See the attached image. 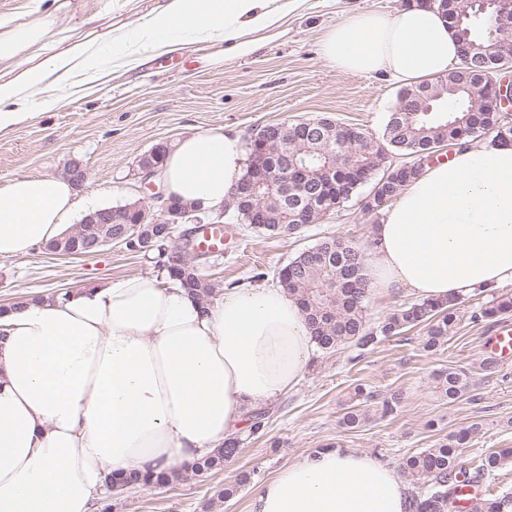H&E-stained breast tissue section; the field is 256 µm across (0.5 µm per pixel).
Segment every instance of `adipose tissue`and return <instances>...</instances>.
<instances>
[{
    "instance_id": "ef3b65f1",
    "label": "adipose tissue",
    "mask_w": 512,
    "mask_h": 512,
    "mask_svg": "<svg viewBox=\"0 0 512 512\" xmlns=\"http://www.w3.org/2000/svg\"><path fill=\"white\" fill-rule=\"evenodd\" d=\"M303 0H150L135 30H57L69 0L0 12V136L58 108L74 77L99 78L163 54L246 53ZM340 71L403 87L446 76L459 47L442 15L408 6L354 12L321 40ZM246 169L234 133L180 138L162 176L168 196L221 212ZM63 177L0 184V259L73 228ZM372 288L443 300L512 284V144L453 149L425 166L372 229ZM317 346L279 285L230 288L201 303L148 273L0 307V512H94L108 474L171 472L222 450L257 406L293 393ZM249 512H412L397 471L352 448L306 454L263 481Z\"/></svg>"
}]
</instances>
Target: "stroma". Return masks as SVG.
<instances>
[{
  "instance_id": "stroma-1",
  "label": "stroma",
  "mask_w": 512,
  "mask_h": 512,
  "mask_svg": "<svg viewBox=\"0 0 512 512\" xmlns=\"http://www.w3.org/2000/svg\"><path fill=\"white\" fill-rule=\"evenodd\" d=\"M408 0H306L287 27L247 56L224 65L204 63L188 50L147 59L135 69L92 87L72 89L59 111L23 125L0 139V183L17 175H61L72 164L87 172L76 190L79 201L99 207L149 200L140 184L138 161L156 145L172 146L189 131H232L248 137L255 129L320 116L380 136L397 102L399 87L383 76L331 68L320 54L323 32L349 11H391ZM366 191L344 208L292 236H269L225 218L235 233L232 248L203 258L202 272L219 283L245 286L254 275L277 283L279 270L298 252L326 237L370 246L378 214L365 212ZM153 254L112 245L80 257L44 247L0 259V305L48 292H70L92 284L159 271ZM472 301L461 307L457 333L442 347L424 350L422 328L380 343L365 353L344 347L317 354L298 390L273 403L265 433L247 439L222 470L165 488L131 489L111 495L113 512H248L253 490L299 457L337 444L399 467L403 459L433 447L439 439L478 421L482 432L464 450L469 465L512 448V362L488 365L482 344L499 325L471 322ZM454 367L470 377L455 401L436 391L434 370ZM375 397L367 420L356 429L342 423L355 386ZM399 399L394 415L382 416L377 401ZM237 485L230 499L217 492Z\"/></svg>"
}]
</instances>
